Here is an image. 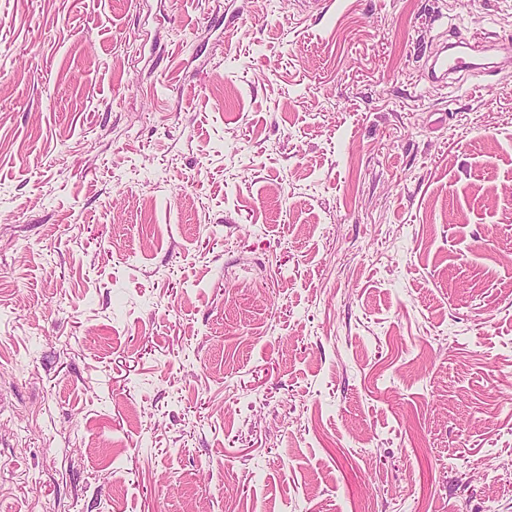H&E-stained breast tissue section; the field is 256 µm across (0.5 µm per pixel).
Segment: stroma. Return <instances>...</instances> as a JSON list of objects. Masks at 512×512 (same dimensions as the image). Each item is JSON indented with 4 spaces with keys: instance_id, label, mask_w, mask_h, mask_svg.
Here are the masks:
<instances>
[{
    "instance_id": "35a3bbf8",
    "label": "stroma",
    "mask_w": 512,
    "mask_h": 512,
    "mask_svg": "<svg viewBox=\"0 0 512 512\" xmlns=\"http://www.w3.org/2000/svg\"><path fill=\"white\" fill-rule=\"evenodd\" d=\"M496 72L430 81L441 39ZM512 0H0V512H512Z\"/></svg>"
}]
</instances>
